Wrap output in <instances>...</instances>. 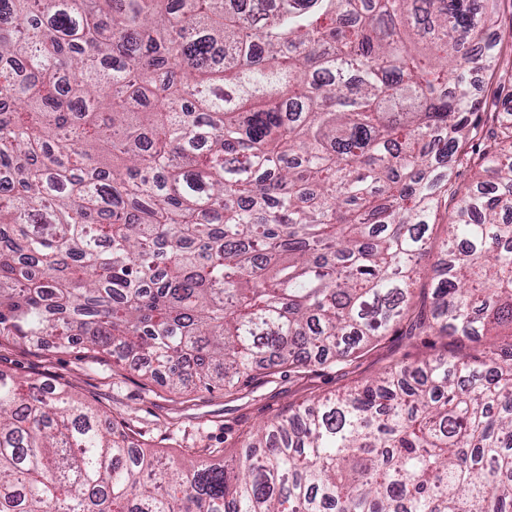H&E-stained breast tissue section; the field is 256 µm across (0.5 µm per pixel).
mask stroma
<instances>
[{"instance_id": "stroma-1", "label": "stroma", "mask_w": 512, "mask_h": 512, "mask_svg": "<svg viewBox=\"0 0 512 512\" xmlns=\"http://www.w3.org/2000/svg\"><path fill=\"white\" fill-rule=\"evenodd\" d=\"M485 36L498 47L495 66L471 76L479 101L475 118L480 122L488 113L512 110V103L499 92L501 73L512 63V0H502ZM484 346L481 340L410 336L401 326L347 364L299 372L284 368L269 377L257 376L230 398L221 389L199 386L172 392L164 379L141 377L114 364L109 355H94L77 346L57 349L11 338H0V371L22 381L48 380L68 389L97 406L146 451L179 459L202 458L207 449L217 448L229 460L237 457L249 433L289 407L365 383L396 364L437 353L470 356Z\"/></svg>"}]
</instances>
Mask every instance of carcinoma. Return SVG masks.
<instances>
[{"label": "carcinoma", "mask_w": 512, "mask_h": 512, "mask_svg": "<svg viewBox=\"0 0 512 512\" xmlns=\"http://www.w3.org/2000/svg\"><path fill=\"white\" fill-rule=\"evenodd\" d=\"M264 2L0 0V337L227 396L405 322L510 339L313 400L232 467L0 372V512H512V120L468 149L501 0ZM464 163L497 185L459 195Z\"/></svg>", "instance_id": "1"}]
</instances>
